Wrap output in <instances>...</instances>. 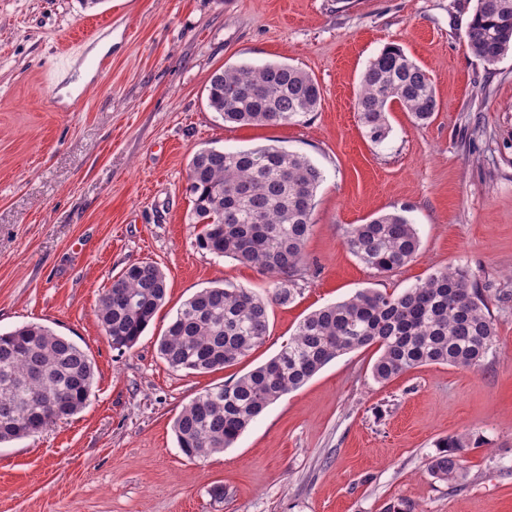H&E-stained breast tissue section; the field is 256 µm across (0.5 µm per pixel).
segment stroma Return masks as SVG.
<instances>
[{
	"instance_id": "1",
	"label": "stroma",
	"mask_w": 512,
	"mask_h": 512,
	"mask_svg": "<svg viewBox=\"0 0 512 512\" xmlns=\"http://www.w3.org/2000/svg\"><path fill=\"white\" fill-rule=\"evenodd\" d=\"M476 0H0V332L38 323L93 359L86 407L0 445V512H512V52L489 66L464 44ZM112 27L97 45L81 38ZM394 44L430 75L429 124L399 105L366 137L356 112L368 61ZM96 65H88L87 57ZM285 63L321 89L299 122L239 126L207 104L222 67ZM278 145L324 175L309 263L265 343L234 366L171 370L156 341L196 291L267 294L269 275L201 250L187 191L192 155ZM415 224L420 247L386 274L345 245L381 213ZM134 262L167 277V302L129 349L96 311ZM459 266L497 327L482 367L425 365L373 379L374 349L337 357L269 405L233 447L202 461L173 419L198 392L266 362L311 311L372 288L400 292ZM482 440L464 479L429 470L443 439ZM223 487V496L213 494Z\"/></svg>"
}]
</instances>
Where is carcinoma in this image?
Segmentation results:
<instances>
[{
    "label": "carcinoma",
    "mask_w": 512,
    "mask_h": 512,
    "mask_svg": "<svg viewBox=\"0 0 512 512\" xmlns=\"http://www.w3.org/2000/svg\"><path fill=\"white\" fill-rule=\"evenodd\" d=\"M465 45L488 66L512 50V0H477ZM207 101L226 122L279 125L315 111L321 90L310 74L291 65L229 66L212 74ZM392 103L421 124L439 108L428 72L396 45L370 59L356 100L359 122L374 143L390 133ZM322 181V171L307 156L276 145L194 153L187 191L198 247L257 268L274 278L275 288L263 296L210 286L184 301L158 343L171 369L221 370L265 342L269 308L297 293ZM419 245L415 225L399 213L353 224L346 237L352 255L379 274L407 265ZM166 290L165 273L149 262L128 265L112 281L97 316L113 348L136 344L164 306ZM496 342L487 302L463 269L436 270L400 293L363 289L305 316L266 363L197 393L173 429L188 458L205 459L231 447L266 407L345 353L377 347L372 376L382 383L430 364L479 367ZM94 376L89 355L47 326L32 323L0 334V443L41 433L82 411ZM477 446L468 436L444 440L429 462L431 473L457 481L462 450Z\"/></svg>",
    "instance_id": "obj_1"
}]
</instances>
